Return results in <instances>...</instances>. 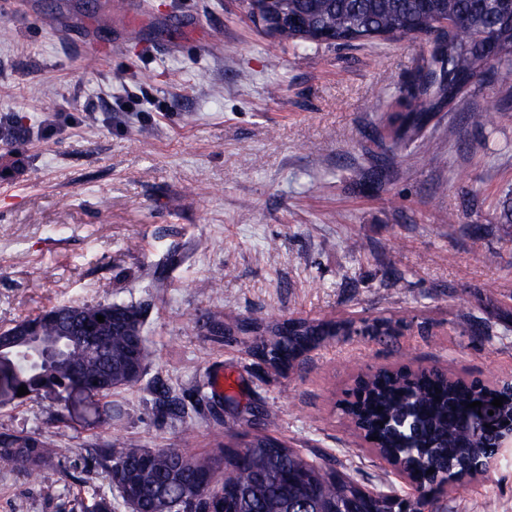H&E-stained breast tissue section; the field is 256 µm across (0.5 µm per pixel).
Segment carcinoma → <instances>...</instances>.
<instances>
[{
	"instance_id": "obj_1",
	"label": "carcinoma",
	"mask_w": 512,
	"mask_h": 512,
	"mask_svg": "<svg viewBox=\"0 0 512 512\" xmlns=\"http://www.w3.org/2000/svg\"><path fill=\"white\" fill-rule=\"evenodd\" d=\"M298 17L304 32L283 25L284 43L315 45L312 36L327 32L347 44L362 38L388 40L400 33H434L436 21L451 26L430 56L422 59L412 86L390 112L387 122L395 143L413 139L444 104L454 105L463 89L489 73L485 40L512 66V0H270L267 15ZM104 316V322L97 316ZM206 323L223 329L219 342L249 336L252 354L275 370L337 335L339 325L304 318L263 325L257 321L224 322L221 312ZM143 335L139 307L120 303H67L0 329L11 337L17 357V382L31 396L59 404L69 400L75 371L91 382V396L105 398L113 390L141 381L150 358L147 344L134 351L129 337ZM37 337L59 348L47 363L27 359L28 340ZM502 396L505 419H512L507 389L477 390L453 368L408 377L403 369L380 367L367 375L358 401L343 411L364 431L375 453L397 470L436 492L428 469L446 473L448 484L487 468L500 433L477 434L461 426L467 404L491 403ZM383 407L377 411V407ZM236 419L224 422V439L214 451L190 454L176 448H143L131 440L106 442L85 449L78 462L91 464L109 478L131 512H206L219 498L223 512H397L389 497L358 485L336 470L310 460L274 436L248 434ZM57 445L25 434H0V465L29 476L59 465Z\"/></svg>"
}]
</instances>
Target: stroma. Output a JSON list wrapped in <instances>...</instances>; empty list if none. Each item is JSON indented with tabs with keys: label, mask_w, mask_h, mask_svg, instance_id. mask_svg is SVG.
Wrapping results in <instances>:
<instances>
[{
	"label": "stroma",
	"mask_w": 512,
	"mask_h": 512,
	"mask_svg": "<svg viewBox=\"0 0 512 512\" xmlns=\"http://www.w3.org/2000/svg\"><path fill=\"white\" fill-rule=\"evenodd\" d=\"M109 2L8 0L0 13V118L16 127L0 141V328L71 301L133 304L153 357L106 397L108 417L88 402L0 404L1 434L48 436L62 454L27 478L0 466V512H81L96 494L128 512L104 472L62 475L77 450L176 448L189 422L203 453L238 412L361 486L406 494L340 403L358 374L403 361L512 379V74L496 69L397 145L382 117L431 40L296 47L245 0ZM491 103L495 124L471 127L468 111ZM427 141L441 163L424 161ZM217 310L344 332L260 369L245 343L209 334ZM489 499L512 512V447L436 505L482 512Z\"/></svg>",
	"instance_id": "35a3bbf8"
}]
</instances>
